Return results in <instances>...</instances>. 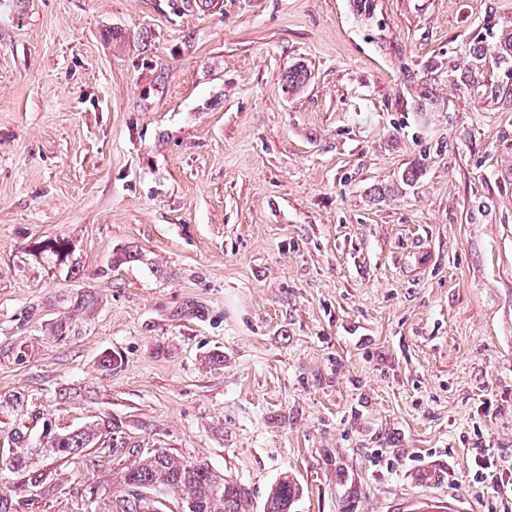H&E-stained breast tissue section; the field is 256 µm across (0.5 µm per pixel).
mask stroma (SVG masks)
Instances as JSON below:
<instances>
[{"instance_id": "obj_1", "label": "stroma", "mask_w": 512, "mask_h": 512, "mask_svg": "<svg viewBox=\"0 0 512 512\" xmlns=\"http://www.w3.org/2000/svg\"><path fill=\"white\" fill-rule=\"evenodd\" d=\"M491 9L0 0V431L120 446L0 471L17 512H108L156 449L245 512L512 507V110L427 69ZM298 487L288 478L279 482L267 499L264 512H291Z\"/></svg>"}]
</instances>
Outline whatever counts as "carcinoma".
I'll return each instance as SVG.
<instances>
[{
    "label": "carcinoma",
    "mask_w": 512,
    "mask_h": 512,
    "mask_svg": "<svg viewBox=\"0 0 512 512\" xmlns=\"http://www.w3.org/2000/svg\"><path fill=\"white\" fill-rule=\"evenodd\" d=\"M355 18L370 22L375 0H351ZM448 80L465 88L480 103L502 102L512 106V22L497 21L492 26L468 34L459 48L448 55ZM43 252L57 260L69 256V241L55 239L43 245ZM8 438L18 449L12 456L0 455V467L11 473L31 472L27 432L16 427ZM98 439L91 428L57 433L40 443V451L51 454H76ZM120 495L112 500V512H163L167 504L151 494L169 495L177 512H244V489L217 473L205 463L176 460L165 451L141 458L122 469ZM298 487L285 479L267 499L264 512H291Z\"/></svg>",
    "instance_id": "carcinoma-1"
}]
</instances>
